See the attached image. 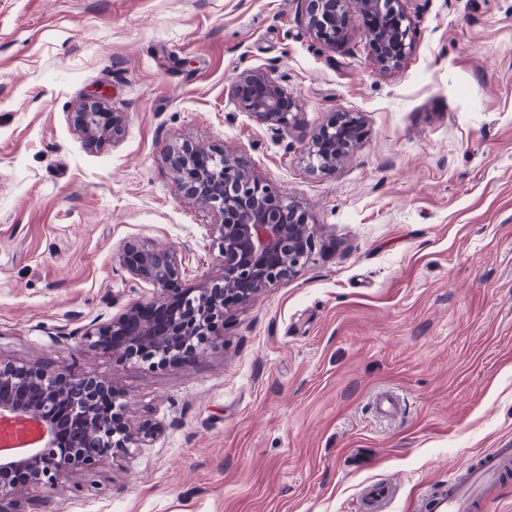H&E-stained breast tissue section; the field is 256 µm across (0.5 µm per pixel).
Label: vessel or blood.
<instances>
[{
	"mask_svg": "<svg viewBox=\"0 0 512 512\" xmlns=\"http://www.w3.org/2000/svg\"><path fill=\"white\" fill-rule=\"evenodd\" d=\"M467 473L465 482L449 480L447 493L430 500L431 512H482L488 501L487 489L512 477V448H496L481 455L468 464ZM392 496L388 484L367 486L363 493V512H386Z\"/></svg>",
	"mask_w": 512,
	"mask_h": 512,
	"instance_id": "obj_1",
	"label": "vessel or blood"
}]
</instances>
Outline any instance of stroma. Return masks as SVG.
Returning a JSON list of instances; mask_svg holds the SVG:
<instances>
[{
  "mask_svg": "<svg viewBox=\"0 0 512 512\" xmlns=\"http://www.w3.org/2000/svg\"><path fill=\"white\" fill-rule=\"evenodd\" d=\"M402 8L411 47L386 70L362 17L329 47L302 0H0V359L103 379L156 430L24 512H360L379 481L387 512H427L450 472L512 445V0ZM246 69L295 98L288 126L239 106ZM96 98L119 141L76 128ZM336 112L363 139L312 171ZM186 140L298 201L314 252L199 358L125 361L84 335L157 296L129 241L193 250L184 290L222 272L221 215L165 161Z\"/></svg>",
  "mask_w": 512,
  "mask_h": 512,
  "instance_id": "obj_1",
  "label": "stroma"
}]
</instances>
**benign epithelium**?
<instances>
[{
	"label": "benign epithelium",
	"instance_id": "benign-epithelium-1",
	"mask_svg": "<svg viewBox=\"0 0 512 512\" xmlns=\"http://www.w3.org/2000/svg\"><path fill=\"white\" fill-rule=\"evenodd\" d=\"M304 19L327 46L342 42L350 8L371 20L367 37L373 57L388 69L407 54L409 27L401 0H303ZM232 93L240 107L272 127L289 124L293 97L268 74L244 70ZM78 128L91 140L117 141L120 115L99 101L75 114ZM361 140L358 119L334 113L308 148L310 167L333 168ZM181 197L204 203L222 216V274L189 298L174 295L189 252L144 241L126 244L123 261L134 279L160 291L148 306H134L85 335L92 347L126 361L159 363L194 360L214 344L230 306L291 277L311 259L314 241L306 210L290 197L262 184L248 159L208 152L184 141L167 150ZM36 428V441L20 457L0 458V512H19L18 497L32 485L51 488L69 474L95 466L117 450L140 447L152 435L131 431L124 405L115 404L112 387L93 376L63 369L18 366L0 361V435Z\"/></svg>",
	"mask_w": 512,
	"mask_h": 512
}]
</instances>
